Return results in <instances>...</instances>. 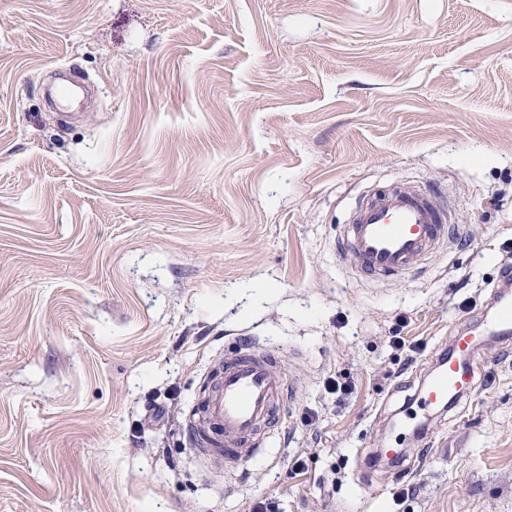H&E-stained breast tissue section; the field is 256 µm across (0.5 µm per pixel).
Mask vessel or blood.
<instances>
[{
  "label": "vessel or blood",
  "mask_w": 512,
  "mask_h": 512,
  "mask_svg": "<svg viewBox=\"0 0 512 512\" xmlns=\"http://www.w3.org/2000/svg\"><path fill=\"white\" fill-rule=\"evenodd\" d=\"M447 216L436 200L411 187L394 188L356 206L340 233L353 267L368 275H401L418 266L439 244ZM512 341V290L494 292L489 311L457 329L420 391L429 412L453 406L476 390L475 358L482 340ZM287 379L270 355L243 347L214 364L209 383L188 422L196 446L214 461L249 460L261 430L279 410Z\"/></svg>",
  "instance_id": "obj_1"
}]
</instances>
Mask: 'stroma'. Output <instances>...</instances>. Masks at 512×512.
<instances>
[{"mask_svg": "<svg viewBox=\"0 0 512 512\" xmlns=\"http://www.w3.org/2000/svg\"><path fill=\"white\" fill-rule=\"evenodd\" d=\"M389 185L459 230L363 278ZM506 262L512 0H0V512H512V344L400 426ZM243 344L291 390L216 467L185 425Z\"/></svg>", "mask_w": 512, "mask_h": 512, "instance_id": "obj_1", "label": "stroma"}]
</instances>
